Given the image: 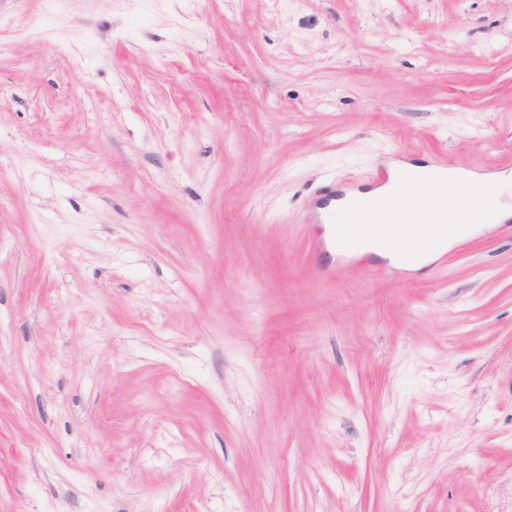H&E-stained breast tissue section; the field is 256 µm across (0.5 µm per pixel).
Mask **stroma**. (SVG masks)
Masks as SVG:
<instances>
[{"label":"stroma","mask_w":512,"mask_h":512,"mask_svg":"<svg viewBox=\"0 0 512 512\" xmlns=\"http://www.w3.org/2000/svg\"><path fill=\"white\" fill-rule=\"evenodd\" d=\"M390 157L512 171V0H0V512H512V221L329 256Z\"/></svg>","instance_id":"35a3bbf8"}]
</instances>
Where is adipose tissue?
<instances>
[{"instance_id": "obj_1", "label": "adipose tissue", "mask_w": 512, "mask_h": 512, "mask_svg": "<svg viewBox=\"0 0 512 512\" xmlns=\"http://www.w3.org/2000/svg\"><path fill=\"white\" fill-rule=\"evenodd\" d=\"M408 178L392 175L371 188L370 196L388 199L402 217L397 244L426 266L458 242L512 219V173H486L425 164L407 167ZM454 233H445L446 224Z\"/></svg>"}]
</instances>
